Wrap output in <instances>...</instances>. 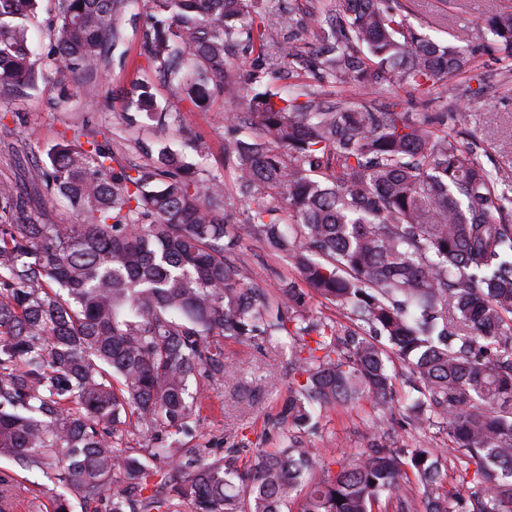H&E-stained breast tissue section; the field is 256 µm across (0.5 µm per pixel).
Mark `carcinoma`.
I'll return each instance as SVG.
<instances>
[{"instance_id": "cac0c4a2", "label": "carcinoma", "mask_w": 512, "mask_h": 512, "mask_svg": "<svg viewBox=\"0 0 512 512\" xmlns=\"http://www.w3.org/2000/svg\"><path fill=\"white\" fill-rule=\"evenodd\" d=\"M137 0H58L53 71L93 81L117 48ZM144 54L197 108L241 107L224 154L246 206L221 213L224 181L162 148L119 170L95 139L62 134L30 181L68 197L81 224L32 219L18 189L0 185V457L50 475L55 512L68 494L112 491L109 512H512V177L484 166L448 132V113L419 121L366 98L372 84L430 91L471 70L465 34L433 39L402 0H338L320 20L319 50L297 49L293 4L266 20L264 0H147ZM37 0H0V94L44 74L31 63L27 21ZM493 43L512 57V6L487 15ZM236 42L255 73L228 63ZM319 71L258 92L284 63ZM127 109L164 125L152 87ZM245 240L283 254L309 291L346 311L357 330L310 314L281 280L267 296L240 257ZM293 339L277 448L246 437L211 459L187 448L205 399L200 380L229 378L221 341ZM412 375L407 407L421 429L440 421L442 448H370L316 476L301 436L317 411L366 400L394 407L396 366ZM136 435L143 448L126 445ZM422 489L420 502L408 484Z\"/></svg>"}]
</instances>
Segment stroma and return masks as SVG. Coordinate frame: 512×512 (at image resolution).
<instances>
[{
  "instance_id": "1",
  "label": "stroma",
  "mask_w": 512,
  "mask_h": 512,
  "mask_svg": "<svg viewBox=\"0 0 512 512\" xmlns=\"http://www.w3.org/2000/svg\"><path fill=\"white\" fill-rule=\"evenodd\" d=\"M508 0H416L418 10L411 21L423 27L431 37L449 40L458 29L467 30L479 52L466 84L449 89L439 83L434 101L403 84L376 90L375 99L384 104L399 103L402 111L430 113L443 105L453 106L449 132H462L478 147L484 165L512 174V64L498 52L480 19L489 10ZM58 24V0H39L30 17L29 39L34 49L31 61L36 69L50 72L48 50ZM148 27V12L140 9L127 16L121 45L98 71L95 81L98 97L82 92L71 94L68 102L58 103L53 83L40 84L36 91L22 97L0 96V184L19 188L33 218L57 224H77L82 216L74 205L57 193L33 189L27 175L44 163L46 153L62 132L75 129L96 133L100 143L109 147L117 163L146 164L151 153L161 146L183 154L197 163L203 177L228 176L224 165V141L231 132L224 125L221 101L207 110L192 108L180 100L142 54L143 34ZM152 86L163 111L168 112L166 127L148 120L131 121L125 93L132 85ZM242 255L252 266L257 287L272 289L282 279H297L298 273L288 259L273 255L256 242H246ZM224 364L234 369L233 378L206 382L207 398L198 413V422L190 446L221 454L234 435H247L259 447L272 448L271 418L288 390L289 340L242 343L224 339ZM374 415L370 403L348 411L322 414L315 431L306 437L313 450L333 449L337 458L348 459L368 444V423ZM388 443L395 448H443L448 435L442 427L416 429L406 418L403 407H396L385 422ZM14 479L15 490L8 512H53V499L43 492L42 475L26 470L18 461L1 457L0 472Z\"/></svg>"
}]
</instances>
